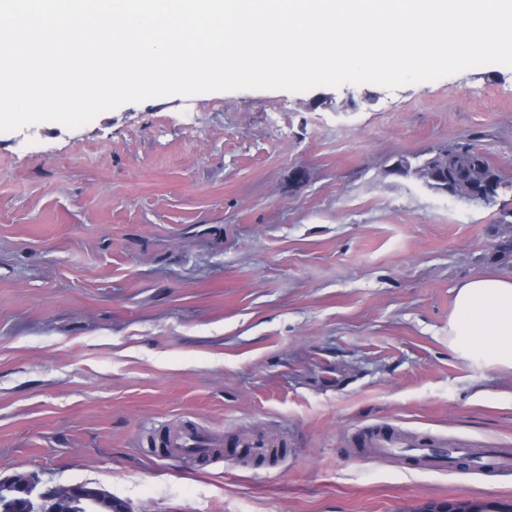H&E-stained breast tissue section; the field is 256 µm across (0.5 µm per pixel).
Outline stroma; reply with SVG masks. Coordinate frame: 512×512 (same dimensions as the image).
<instances>
[{
    "instance_id": "stroma-1",
    "label": "stroma",
    "mask_w": 512,
    "mask_h": 512,
    "mask_svg": "<svg viewBox=\"0 0 512 512\" xmlns=\"http://www.w3.org/2000/svg\"><path fill=\"white\" fill-rule=\"evenodd\" d=\"M460 141L495 204L394 172ZM512 68L388 89H242L0 132V472L131 512H437L512 503V472L360 451L390 425L512 448V375L448 346L457 288L512 277ZM283 441L171 458L163 431ZM455 146L458 148L466 149L464 156L461 158L462 162L458 166V168H453L448 172V174L444 175L445 178L448 176L451 178H455L458 174L467 173L469 171H482V172H490L489 161L487 157L479 153L478 150L474 149V147L466 142H458ZM469 150H475V152H471Z\"/></svg>"
}]
</instances>
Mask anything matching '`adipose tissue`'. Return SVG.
Wrapping results in <instances>:
<instances>
[{"mask_svg": "<svg viewBox=\"0 0 512 512\" xmlns=\"http://www.w3.org/2000/svg\"><path fill=\"white\" fill-rule=\"evenodd\" d=\"M448 345L488 371L512 374V279L488 274L457 288Z\"/></svg>", "mask_w": 512, "mask_h": 512, "instance_id": "1", "label": "adipose tissue"}]
</instances>
